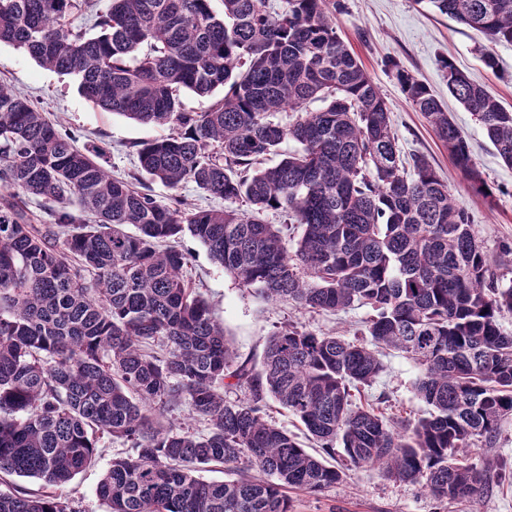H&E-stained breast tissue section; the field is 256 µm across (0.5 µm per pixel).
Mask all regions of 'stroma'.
<instances>
[{"instance_id": "stroma-1", "label": "stroma", "mask_w": 512, "mask_h": 512, "mask_svg": "<svg viewBox=\"0 0 512 512\" xmlns=\"http://www.w3.org/2000/svg\"><path fill=\"white\" fill-rule=\"evenodd\" d=\"M336 16L338 34L361 61L391 108L392 125L403 157L425 155L447 180L456 202L466 209L486 253L505 283L512 284V167L497 155L476 118L448 92L439 66L448 59L505 106L512 107V44L489 42L483 34L434 12L425 0H344ZM493 54L497 69L487 68L484 54ZM402 66L440 97L470 143L474 160L490 188L481 195L454 166L424 117L406 100L394 76ZM0 81L29 99L72 131L79 144L106 147L105 166L112 175L127 177L138 170L134 143L168 135L165 127L145 126L88 103L76 79L41 67L22 49L0 43ZM183 246L191 252L188 278L212 305L238 361L260 363L268 337L278 328L296 324L316 332H336L360 340L366 309L340 315L315 312L285 302H270L255 290L240 287L207 250L191 237ZM384 372L375 384L353 393L354 404L378 403L394 418L415 419L426 411L413 386L422 369L402 354L385 352ZM104 450L95 463L57 493L73 500L79 512H108L97 485L113 458L126 452L123 442L103 436ZM294 512H512V484L492 483L487 492L460 504L437 506L415 483L401 482L372 469L350 471L347 478L321 493L293 492Z\"/></svg>"}]
</instances>
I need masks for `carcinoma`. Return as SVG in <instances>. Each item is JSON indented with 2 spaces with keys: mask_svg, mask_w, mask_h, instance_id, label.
Listing matches in <instances>:
<instances>
[{
  "mask_svg": "<svg viewBox=\"0 0 512 512\" xmlns=\"http://www.w3.org/2000/svg\"><path fill=\"white\" fill-rule=\"evenodd\" d=\"M109 0L89 35L72 18L92 0H0V42L73 75L85 99L171 133L135 145L140 174L114 178L98 146L0 83V474L44 490H0V512H77L51 491L99 456L100 436L128 445L97 487L109 512H293L288 492L317 494L345 470L377 468L448 503L512 483V467L476 464L512 416V313L478 240L428 158L406 170L390 108L336 30L343 0ZM512 44V0H426ZM448 93L512 166V109L441 60ZM407 100L474 186L485 185L466 135L410 71ZM220 98H214L218 89ZM214 98L188 112L181 95ZM319 99L325 106L308 111ZM297 113L283 127L271 120ZM297 148L261 161L285 140ZM195 184L222 209L165 204L142 176ZM58 203L53 223L25 208ZM76 200L77 209L70 208ZM247 209L242 210L239 205ZM282 209L300 234L264 213ZM133 225L137 233L127 231ZM190 234L244 288L316 311L366 307L350 342L290 324L260 366L235 363L212 307L185 275ZM63 236L62 246L54 237ZM423 367L415 393L430 411L398 420L355 407L351 389L383 371L377 349ZM245 398L224 402V388ZM274 399L344 468L308 453L265 420ZM183 404L210 431L163 422ZM220 465L223 481L198 476Z\"/></svg>",
  "mask_w": 512,
  "mask_h": 512,
  "instance_id": "cac0c4a2",
  "label": "carcinoma"
}]
</instances>
